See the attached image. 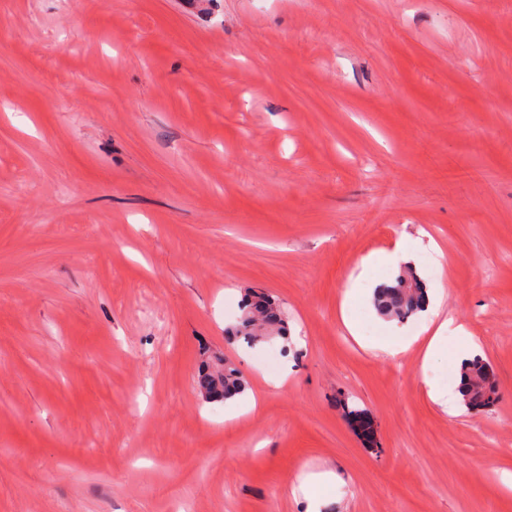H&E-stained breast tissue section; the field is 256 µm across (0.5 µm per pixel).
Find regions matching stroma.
I'll return each instance as SVG.
<instances>
[{
	"label": "stroma",
	"instance_id": "obj_1",
	"mask_svg": "<svg viewBox=\"0 0 512 512\" xmlns=\"http://www.w3.org/2000/svg\"><path fill=\"white\" fill-rule=\"evenodd\" d=\"M397 247L492 407L428 396L457 341L379 351L421 326L367 294ZM252 290L291 349L226 339ZM220 358L287 382L225 420L193 381ZM505 471L512 9L0 0V512H307L309 485L322 512H512Z\"/></svg>",
	"mask_w": 512,
	"mask_h": 512
}]
</instances>
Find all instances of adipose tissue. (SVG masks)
Masks as SVG:
<instances>
[{
	"label": "adipose tissue",
	"mask_w": 512,
	"mask_h": 512,
	"mask_svg": "<svg viewBox=\"0 0 512 512\" xmlns=\"http://www.w3.org/2000/svg\"><path fill=\"white\" fill-rule=\"evenodd\" d=\"M425 322L421 329L423 338L420 342L422 364L430 366L444 351L449 338H456L460 346L456 352L458 363H465L478 355L477 344L467 336L463 325L457 324L452 316L444 315L439 305L426 307Z\"/></svg>",
	"instance_id": "ef3b65f1"
}]
</instances>
